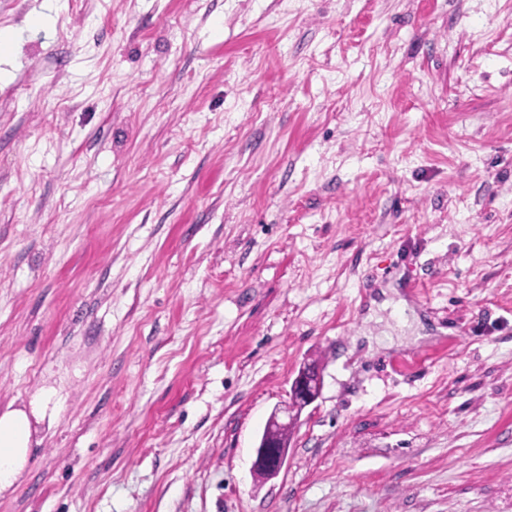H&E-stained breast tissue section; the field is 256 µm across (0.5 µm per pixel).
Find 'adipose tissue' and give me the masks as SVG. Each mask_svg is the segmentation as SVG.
<instances>
[{
	"label": "adipose tissue",
	"instance_id": "adipose-tissue-1",
	"mask_svg": "<svg viewBox=\"0 0 512 512\" xmlns=\"http://www.w3.org/2000/svg\"><path fill=\"white\" fill-rule=\"evenodd\" d=\"M47 408V400L42 399L27 410L13 406L0 410V493L17 486L28 466L34 445L30 410Z\"/></svg>",
	"mask_w": 512,
	"mask_h": 512
}]
</instances>
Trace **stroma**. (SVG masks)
Instances as JSON below:
<instances>
[{
    "label": "stroma",
    "mask_w": 512,
    "mask_h": 512,
    "mask_svg": "<svg viewBox=\"0 0 512 512\" xmlns=\"http://www.w3.org/2000/svg\"><path fill=\"white\" fill-rule=\"evenodd\" d=\"M1 28L0 407L57 410L0 512H512V0ZM282 448H279V451L287 456L288 454V428L283 429L280 434ZM266 435L264 434L261 438V442L256 451V457L252 464V469L254 472L258 470H265L270 474H278L282 469L286 456L282 454L268 449V443L266 439Z\"/></svg>",
    "instance_id": "stroma-1"
}]
</instances>
